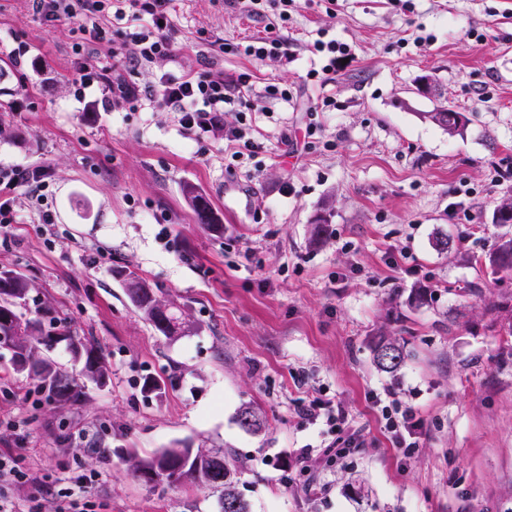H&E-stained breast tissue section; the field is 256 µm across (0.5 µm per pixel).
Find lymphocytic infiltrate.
I'll use <instances>...</instances> for the list:
<instances>
[{"instance_id":"1","label":"lymphocytic infiltrate","mask_w":512,"mask_h":512,"mask_svg":"<svg viewBox=\"0 0 512 512\" xmlns=\"http://www.w3.org/2000/svg\"><path fill=\"white\" fill-rule=\"evenodd\" d=\"M172 0H33L35 15L44 24L55 26L73 21L83 36L73 51L78 56L73 86L76 96L95 87L103 93V103L112 108L137 109L140 102L150 100L157 108L178 115L181 127L189 133L200 134L213 130L228 105H236L239 114L252 109L249 99V76L241 74L236 80L225 81L220 60L224 55L223 39L208 41L211 60L205 70L187 72L178 77L168 73L157 75L150 93L128 79L123 61L152 64L171 58L174 46L170 33L174 27ZM122 25V40L112 50L117 62L112 66L92 64L91 55L105 33L106 20ZM50 170L42 166L0 168V224L17 221L15 201L18 192H26L29 205L39 223L51 224L55 213L44 193L50 182ZM371 403L378 411L385 430L390 433L403 456H411L420 441L411 411L385 403L379 394H372ZM302 419L324 418L330 431L336 433V452L340 456L354 453L363 447V440L347 434L348 418L340 406L319 400L310 401L299 409Z\"/></svg>"}]
</instances>
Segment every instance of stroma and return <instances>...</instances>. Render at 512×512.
<instances>
[{"label": "stroma", "instance_id": "1", "mask_svg": "<svg viewBox=\"0 0 512 512\" xmlns=\"http://www.w3.org/2000/svg\"><path fill=\"white\" fill-rule=\"evenodd\" d=\"M173 7L174 61L129 65L131 78L148 86L162 71L203 70L202 42L222 37L225 77L250 76L251 154L225 149L232 106L222 128L195 137L146 100L112 111L98 89L75 98L77 35L42 23L30 0H0V34L31 48L18 67L0 44V166L50 167L56 211L52 224L0 227V270L22 271L29 308L66 317L109 370L81 404L59 406L0 359V455H21L34 475L0 483V502L220 512L218 493L153 489L130 467L131 455L185 441L235 460L250 512H512V275L489 264L512 234L493 222L512 195V0H297L284 21L277 0L255 15L236 0ZM273 30L287 60L240 53ZM319 39L354 58L315 83ZM426 75L436 95L418 92ZM270 83L292 100L265 99ZM443 101L467 116L463 134L427 120ZM187 182L223 234L197 223ZM130 271L181 315L182 335L143 319L124 291ZM382 334L409 354L393 374L371 360ZM148 377L162 393L144 392ZM386 389L422 425L413 457L371 405ZM315 397L342 405L365 444L306 477L297 449L333 439L295 411ZM245 404L268 429L239 426ZM79 480L88 495H75Z\"/></svg>", "mask_w": 512, "mask_h": 512}]
</instances>
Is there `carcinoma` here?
<instances>
[{"label":"carcinoma","instance_id":"cac0c4a2","mask_svg":"<svg viewBox=\"0 0 512 512\" xmlns=\"http://www.w3.org/2000/svg\"><path fill=\"white\" fill-rule=\"evenodd\" d=\"M198 223L221 234L224 224L206 198L193 185L182 188ZM490 264L500 271H512V236L503 235L489 257ZM125 290L131 303L143 318L166 336L181 330L179 318L173 313L158 317L156 310L164 306L153 288L133 273L125 275ZM31 283L21 273L0 270V348L10 351V364L16 373L25 372L37 379L48 401L59 405H77L85 397V381L107 382L109 375L99 350L85 338L74 334L66 319L49 311L27 315L26 307ZM67 341V349L76 360L83 361L82 375L74 376L59 368L48 356L57 344ZM373 360L378 369L393 373L405 360L404 346L397 340L380 336L372 346ZM237 420L245 430L258 433L268 426V419L251 405L240 408ZM209 466L199 465L188 457L186 448H163L134 461V473L152 471L156 479L152 487H170L190 483L220 491L221 512H250L248 504L236 490L237 467L224 454H212Z\"/></svg>","mask_w":512,"mask_h":512}]
</instances>
